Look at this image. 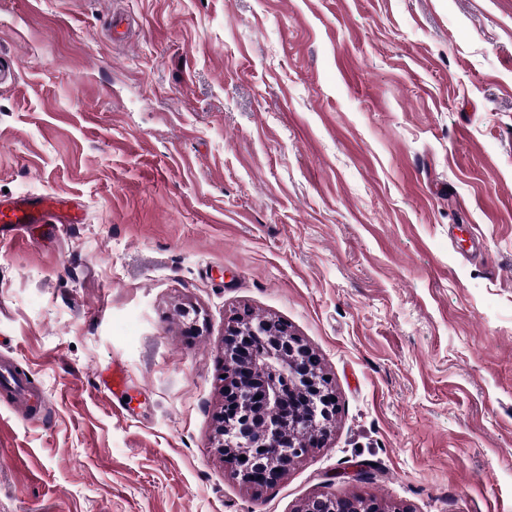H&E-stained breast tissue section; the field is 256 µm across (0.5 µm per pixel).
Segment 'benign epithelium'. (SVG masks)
Returning a JSON list of instances; mask_svg holds the SVG:
<instances>
[{
	"label": "benign epithelium",
	"mask_w": 512,
	"mask_h": 512,
	"mask_svg": "<svg viewBox=\"0 0 512 512\" xmlns=\"http://www.w3.org/2000/svg\"><path fill=\"white\" fill-rule=\"evenodd\" d=\"M224 405L213 443L247 488L272 483L336 421V396L318 355L288 325L237 313L224 329ZM300 512H392L376 500L317 495Z\"/></svg>",
	"instance_id": "7a95c632"
}]
</instances>
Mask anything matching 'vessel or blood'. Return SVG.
<instances>
[{
	"instance_id": "obj_1",
	"label": "vessel or blood",
	"mask_w": 512,
	"mask_h": 512,
	"mask_svg": "<svg viewBox=\"0 0 512 512\" xmlns=\"http://www.w3.org/2000/svg\"><path fill=\"white\" fill-rule=\"evenodd\" d=\"M82 219L79 208L67 198L53 195L20 196L0 201V234L21 237L24 230L36 225L77 224ZM99 381L110 398H117L125 385L123 371L118 366L103 369ZM0 388L10 396L11 404L25 418L41 419L45 416L40 392L35 389L27 373L12 364L0 365Z\"/></svg>"
}]
</instances>
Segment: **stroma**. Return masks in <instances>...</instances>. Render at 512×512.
<instances>
[{"label": "stroma", "mask_w": 512, "mask_h": 512, "mask_svg": "<svg viewBox=\"0 0 512 512\" xmlns=\"http://www.w3.org/2000/svg\"><path fill=\"white\" fill-rule=\"evenodd\" d=\"M0 54V191L84 210L0 242L50 407L0 392V512H512V0H0ZM244 310L336 394L258 490L211 441ZM99 381L103 386L106 396L111 399H118V394L122 392L125 385L123 371L120 367L112 364L111 367L103 369L99 373ZM300 512H390L376 500L317 495L305 502Z\"/></svg>", "instance_id": "obj_1"}]
</instances>
